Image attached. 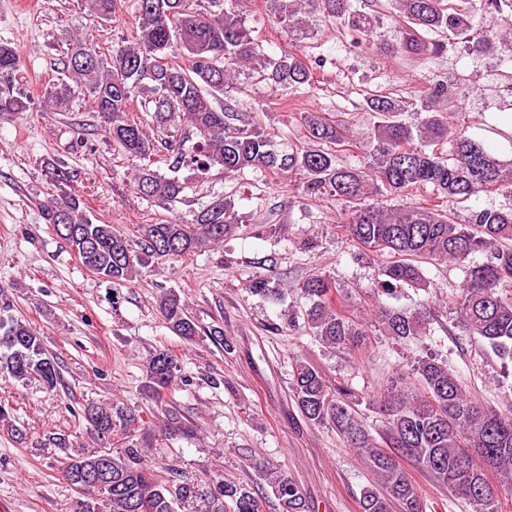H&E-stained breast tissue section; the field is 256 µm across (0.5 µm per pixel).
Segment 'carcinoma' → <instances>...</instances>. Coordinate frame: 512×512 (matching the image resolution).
<instances>
[{"label":"carcinoma","mask_w":512,"mask_h":512,"mask_svg":"<svg viewBox=\"0 0 512 512\" xmlns=\"http://www.w3.org/2000/svg\"><path fill=\"white\" fill-rule=\"evenodd\" d=\"M243 0H136L138 35L105 56L93 45L72 42L63 61L64 77L46 91V104L67 112L73 95L84 89L103 119L104 132L136 165L135 189L151 200L174 201L183 186L175 177L151 169L153 157L162 156L168 170L188 168L199 176L213 169L235 177L245 170L299 179L308 196L330 195L358 206L338 224L359 247L387 256L374 298L394 296L405 285L425 286L422 264L457 265L464 269L463 284L448 295L467 335L502 360L512 362V205L468 209L463 222L448 217L443 204L464 203L481 193L512 195V160L504 162L468 128L448 121L445 103L461 102L457 88L440 76L428 79L413 97L371 93L364 108L377 115L373 135L357 138L345 125L322 112L302 116L304 142L288 150L278 146L261 124L239 111L230 99L217 107V94L237 86L244 70H259L282 86L312 85L313 68L288 51L266 55L246 24ZM273 25L289 34L305 28L303 15L316 12L327 21H339L358 37L370 31L372 14L352 8L350 0H272ZM404 31L397 52L409 58L432 59L444 45L428 42L423 33L465 36L470 14L445 0H394ZM100 19L112 17L118 0H84ZM512 28L490 24L473 44L482 52L506 37ZM190 64H157L158 57L174 58V49ZM22 67L11 43L0 41V112H26L30 99L14 91L10 78ZM151 93L156 129L179 130L187 125L197 137L191 149L184 139L148 134L129 115L137 93ZM413 112L417 122L405 120ZM451 143L452 154L442 150ZM356 148L364 154L357 168L336 163L337 152ZM427 190L422 203L386 207L361 203L367 195L402 196ZM44 218L55 234L78 252L82 264L114 289L142 276V270L178 262L214 247L242 229L260 233L262 226L246 223L231 202L216 199L193 224L170 221L139 224L131 236L112 224L93 222L80 197L66 190L43 204ZM477 252L481 264L469 262ZM249 292L260 298L279 299L284 287L265 274L254 276ZM310 305L298 312L286 309L283 326L301 329L322 347L350 353L367 342L363 321L338 303L336 284L315 275L298 285ZM158 312L165 324L186 341L203 337L224 345V328L201 329L191 318L186 301L172 291L160 295ZM375 322L396 341L417 340L430 334L436 308L411 313L377 303ZM0 375L24 385L36 381L54 390L61 381L58 363L45 349L43 337L23 317L9 292L0 286ZM180 378L178 356L168 350L155 353L147 364V388L161 394ZM292 391L302 415L317 426L336 431L344 447L351 448L380 481L381 488L362 489L361 512H425L422 494L402 466L410 461L428 474L454 500L472 512H503L500 489L512 491V411L484 407L462 387L448 363L431 354L416 357L397 374L378 400L385 417V445L368 430L356 407L361 399L347 384L331 383L303 357L295 360ZM90 433L100 440L119 438L115 448H81L70 463L107 459L112 486L85 485L86 512H177L180 506L201 502L195 512H263V499L273 495L282 512H307V504L288 473L267 467L266 486L211 480L206 490L176 472L163 479L146 463L135 435V417L114 402L91 401L83 406Z\"/></svg>","instance_id":"obj_1"}]
</instances>
